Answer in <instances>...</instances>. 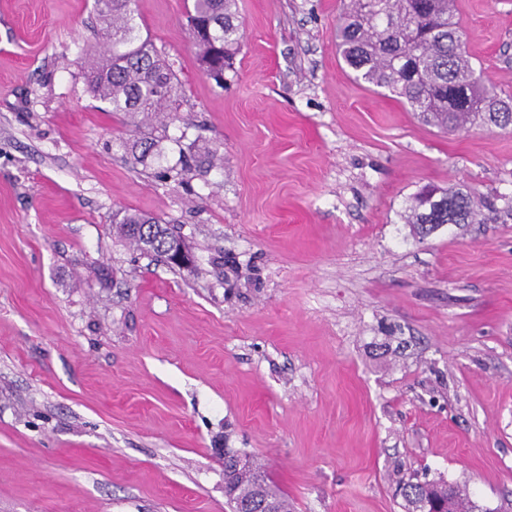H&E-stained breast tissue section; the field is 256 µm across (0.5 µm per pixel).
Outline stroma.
<instances>
[{
	"label": "stroma",
	"mask_w": 512,
	"mask_h": 512,
	"mask_svg": "<svg viewBox=\"0 0 512 512\" xmlns=\"http://www.w3.org/2000/svg\"><path fill=\"white\" fill-rule=\"evenodd\" d=\"M456 3L512 94V0ZM342 5L238 0L220 86L191 0H133L182 89L147 118L87 90L95 0H0V512H230L227 449L293 512H404L416 477L512 512V128L448 134L357 81ZM429 185L498 218L417 235ZM128 213L194 271L120 238Z\"/></svg>",
	"instance_id": "1"
}]
</instances>
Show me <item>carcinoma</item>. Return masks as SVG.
Segmentation results:
<instances>
[{"instance_id": "carcinoma-1", "label": "carcinoma", "mask_w": 512, "mask_h": 512, "mask_svg": "<svg viewBox=\"0 0 512 512\" xmlns=\"http://www.w3.org/2000/svg\"><path fill=\"white\" fill-rule=\"evenodd\" d=\"M110 48L86 52L85 77L93 97L114 112H176L179 83L170 66L141 40L131 0H97ZM199 65L216 83L232 68L244 30L237 0H192L187 12ZM336 48L356 79L384 88L426 125L443 132L512 125V95L483 79L461 39L455 0H345ZM494 200L467 187H425L403 213L420 234L429 224H482ZM118 232L139 249L165 254L177 239L153 217L130 213ZM258 462L242 466L224 489L234 512H264L256 480ZM405 512H491L467 489L444 480L407 482L400 488Z\"/></svg>"}]
</instances>
